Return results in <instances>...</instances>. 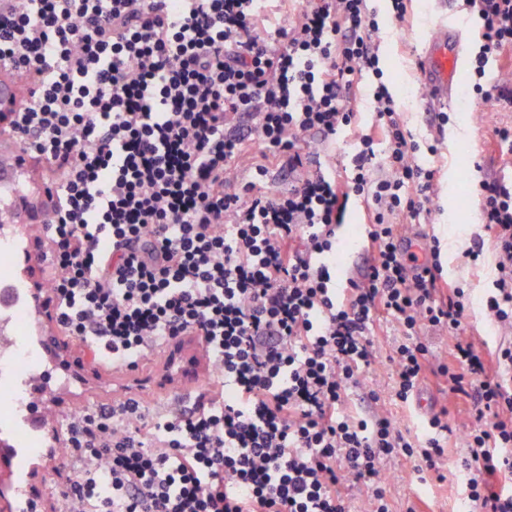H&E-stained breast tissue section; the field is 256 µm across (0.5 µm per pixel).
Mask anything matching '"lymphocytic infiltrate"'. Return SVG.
Segmentation results:
<instances>
[{"label": "lymphocytic infiltrate", "instance_id": "1", "mask_svg": "<svg viewBox=\"0 0 512 512\" xmlns=\"http://www.w3.org/2000/svg\"><path fill=\"white\" fill-rule=\"evenodd\" d=\"M482 22L473 91L512 108V85L483 86L512 50V0H465ZM263 0H0V64L33 90L10 128L51 178L47 292L69 336L132 371L198 336L220 389L147 420L128 397L74 410L63 466L69 512H348L367 488L389 512L383 462L437 470L453 428L424 436L388 413L351 414L349 389L378 361L375 326L400 330L392 399L427 376L472 403L462 433L464 505L512 512V339L483 352L461 333L464 288L443 286L438 245L410 253L404 228L429 220L439 148H420L383 81L367 0H302L261 34ZM374 78L376 121L343 175L312 168L307 135L353 130ZM251 180L225 188L232 165ZM297 180L265 189L268 164ZM497 277L486 308L512 328V180L481 181ZM369 211L357 279L336 286V230L353 200ZM455 334L435 364L423 327Z\"/></svg>", "mask_w": 512, "mask_h": 512}]
</instances>
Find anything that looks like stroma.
I'll list each match as a JSON object with an SVG mask.
<instances>
[{"mask_svg":"<svg viewBox=\"0 0 512 512\" xmlns=\"http://www.w3.org/2000/svg\"><path fill=\"white\" fill-rule=\"evenodd\" d=\"M378 12L380 29L381 66L384 80L395 89L396 103L402 119L411 130L419 145L432 139H440V153L434 166L437 170L436 190L430 207L432 221L416 225L415 230L422 246L432 240H441L440 262L443 280L461 285L468 297V311L464 328L473 336L479 347L494 349L503 331L489 316L485 299L496 278V252L491 240L483 239L482 200L477 192L479 181L512 174V153H504L497 144L496 132L512 127V111H505L474 97L471 78H464L463 92L448 114L445 128H438L436 115L420 109L422 91L416 80V50L429 27L447 11L461 13L462 63H469L477 52L479 30L482 26L477 16L464 12L462 0H409L403 21H395L389 15L388 0H372ZM460 234L462 243L452 248L445 245L446 236ZM39 235L37 226H30L16 244L22 254L12 266L14 279L24 288L44 282L47 265L37 258L35 241ZM482 242L479 260H471L468 252L475 242ZM48 309L34 307L28 321L29 332L40 337L53 338L65 350V355L81 381H69L67 389L59 386H40L37 404L45 412L47 421H55L75 408H94L111 403L115 392H123L140 400L145 411L156 407L171 408L181 402L177 391L169 390L163 378L165 370L184 373L188 365L182 350L160 353L158 363L152 369L127 375H117L104 370L98 354L90 344L65 335L55 320L47 316ZM420 400L406 403L386 401L388 413L401 425L415 433H422L427 419L441 406H448L453 427L464 428L469 421V406L459 403L449 406L446 394L436 388L425 387ZM51 444L49 436H42L35 456L29 466L27 489L41 505L40 512H51L56 493L72 476L69 469H58L56 460L48 459ZM465 451L449 447L448 457L440 467L444 481L422 480L410 461H401L397 469L384 479L386 498L390 512H405L408 503H415L420 512H459L461 508L463 470L460 466Z\"/></svg>","mask_w":512,"mask_h":512,"instance_id":"stroma-1","label":"stroma"}]
</instances>
